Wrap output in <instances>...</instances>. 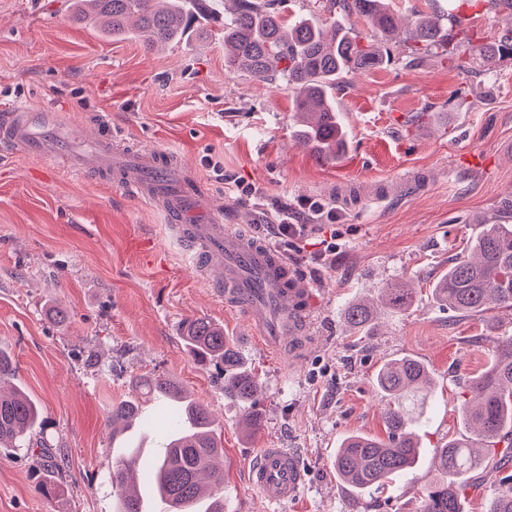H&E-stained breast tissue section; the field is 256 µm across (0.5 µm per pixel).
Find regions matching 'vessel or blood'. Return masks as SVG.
Listing matches in <instances>:
<instances>
[{
  "label": "vessel or blood",
  "mask_w": 512,
  "mask_h": 512,
  "mask_svg": "<svg viewBox=\"0 0 512 512\" xmlns=\"http://www.w3.org/2000/svg\"><path fill=\"white\" fill-rule=\"evenodd\" d=\"M47 114L14 107L0 110V150L33 156L56 152L54 141L39 136ZM75 173L92 174L129 188L166 213L170 230L184 249L192 271L207 276L226 305L239 308L250 335L297 358L310 341L312 290L277 249L237 226L223 223L207 194L172 154L118 148L109 136L96 137L89 149L67 152ZM251 483L269 502L297 497L304 472L296 454L265 448L252 463Z\"/></svg>",
  "instance_id": "b4317fda"
}]
</instances>
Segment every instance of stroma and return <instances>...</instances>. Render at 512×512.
<instances>
[{
  "label": "stroma",
  "mask_w": 512,
  "mask_h": 512,
  "mask_svg": "<svg viewBox=\"0 0 512 512\" xmlns=\"http://www.w3.org/2000/svg\"><path fill=\"white\" fill-rule=\"evenodd\" d=\"M71 0H0V105L51 111L81 146L108 133L179 155L224 223L278 246L316 291L314 344L288 366L251 341L239 315L190 271L164 214L129 190L71 172L58 157L0 155V350L14 384L37 402L62 497L38 489L39 448L0 455V512H114L108 474L117 454L108 423L137 379L160 376L211 411L224 444V512H418L438 473L434 458L460 436L466 384L491 363L492 342L512 336V310L461 317L432 288L501 203L512 200V60L495 83L429 54L413 64L402 41L391 63L350 74L334 97L348 136L323 164L294 136L293 100L280 83L224 68L215 15L179 42L145 49L73 21ZM336 219L300 247L273 225L304 199ZM335 237L332 259L316 258ZM416 290L409 307L381 311L372 334H350L342 309L378 298L389 280ZM63 310L64 320L53 317ZM204 317L234 338L257 375L263 426L246 434L244 407L225 399L214 367L183 341ZM410 357L430 372V410L417 425L419 463L388 491L353 492L333 458L350 434L386 438V400L374 378ZM264 448H286L306 481L298 497L268 503L250 469ZM463 512H486L512 476V449L496 447Z\"/></svg>",
  "instance_id": "stroma-1"
}]
</instances>
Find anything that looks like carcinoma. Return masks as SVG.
Listing matches in <instances>:
<instances>
[{"instance_id": "1", "label": "carcinoma", "mask_w": 512, "mask_h": 512, "mask_svg": "<svg viewBox=\"0 0 512 512\" xmlns=\"http://www.w3.org/2000/svg\"><path fill=\"white\" fill-rule=\"evenodd\" d=\"M224 7V61L233 70L261 81H281L294 95L296 138L317 160L330 163L344 153L346 131L333 105V90L345 75L391 60L382 43L398 32V15L388 0H325L330 21L317 16L285 18L276 0H229ZM207 0H75V15L94 28L115 36L132 34L151 50L182 38L197 19L208 13ZM366 19L371 34L363 36L349 23L352 16ZM414 28L404 39L405 57L416 60L441 52L460 69L485 78L494 76L495 64L512 57V33L495 37H467L466 52L453 44V27L461 25L459 12H415ZM436 299L461 315L491 308L512 310V224H487L469 252L448 266L434 287ZM413 289L402 280L381 287V305L352 300L344 308L351 333L373 331L379 307L401 309ZM183 341L198 359L220 364L224 397L253 403L262 389L244 362L234 339L206 318L186 323ZM495 359L470 379L469 401L462 405L470 435L453 438L436 456L440 478L425 491L420 512H463L464 491L478 489L476 473L487 456L484 443L508 440L512 448V336L495 341ZM375 382L386 398L385 441L350 435L336 450L333 465L341 480L362 491L385 488L416 462L420 448L412 427L426 406L429 372L410 358L388 361ZM154 399L155 413L145 417L141 400ZM112 436L131 426H153L171 441L169 456L160 455L148 466L136 465L137 448L125 449L110 472L117 496L115 512H141L137 482L150 484L170 501L169 512H224L222 489L205 482L224 448L218 444L209 409L183 396L161 376L136 381L134 394L113 404L109 411ZM39 425L37 405L26 394L0 390V452L31 443ZM488 512H512V486L499 490Z\"/></svg>"}]
</instances>
